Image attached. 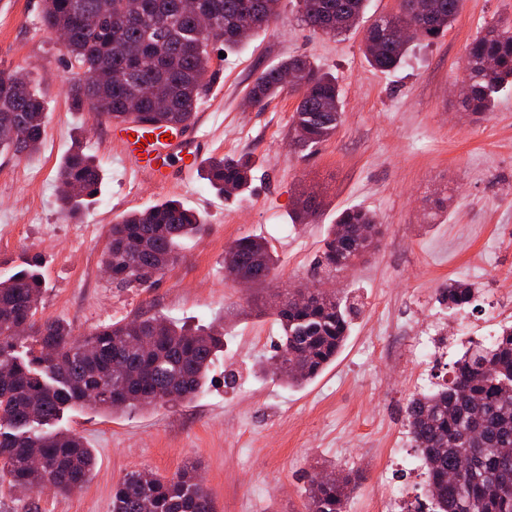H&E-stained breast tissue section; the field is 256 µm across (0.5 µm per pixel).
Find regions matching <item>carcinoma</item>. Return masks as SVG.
<instances>
[{
	"mask_svg": "<svg viewBox=\"0 0 512 512\" xmlns=\"http://www.w3.org/2000/svg\"><path fill=\"white\" fill-rule=\"evenodd\" d=\"M401 0L396 12L376 17L363 30L368 63L382 72L398 68L410 42L443 34L454 22L461 0ZM280 0H198L201 12L213 14L220 44L242 42L238 30L257 34L280 16ZM101 16L100 29L88 31L73 21L72 5ZM181 0H150V10L132 14L128 0H44L41 25L69 32L66 55L75 78L69 86L72 105L93 117L125 120L129 101L154 127L191 123L211 79V50L186 51L196 28L182 14ZM301 21L313 32L336 35L356 30L368 0H297ZM399 25L414 27L410 40L393 35ZM493 62L487 69L486 62ZM299 72L287 90L284 70ZM462 106L474 115L492 112L495 94L512 84V17L492 20L468 44L460 66ZM298 96L292 116L293 142L312 149L336 134L342 110L336 79L307 57L292 56L264 69L246 95L257 107L283 91ZM167 101L154 112V93ZM46 102L22 68L0 72V152L31 156L46 133ZM252 171L246 156L214 158L205 179L216 194L243 195ZM66 191L59 207L75 216L98 193L101 168L73 144L58 174ZM206 232L198 211L168 199L125 213L112 225L101 265L119 286L148 288L138 268L165 273L181 256L182 243ZM381 234L374 216L358 207L343 210L331 225L318 260L327 274L349 269L376 247ZM278 257L251 235L236 239L224 255V270L275 276ZM43 281L32 261H25L0 281V478L27 493L49 487L66 493L82 487L94 470V458L82 437L72 432L46 433L43 427L68 408L88 406L103 414L152 409L166 404L174 388L179 400L204 392L215 358L224 348V326L194 329L166 318L140 313L102 326L83 339L57 320L37 323ZM300 288L276 295L273 315L282 335L275 354L259 361V370L287 388H301L336 360L350 335L349 313L340 293L319 291L300 305ZM448 309L465 311L474 304V289L451 280L444 289ZM26 321L30 333L15 336L11 325ZM153 343L148 353L135 345ZM407 432L429 477L432 512H512V325L504 324L494 341L468 348L453 364L444 384L412 394L405 407ZM43 463V483L36 486L30 460ZM356 483L334 467L321 470L306 489L305 512H348ZM112 512H216L213 500L185 467L171 477L133 471L112 491Z\"/></svg>",
	"mask_w": 512,
	"mask_h": 512,
	"instance_id": "carcinoma-1",
	"label": "carcinoma"
}]
</instances>
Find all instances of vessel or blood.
<instances>
[{
	"instance_id": "b4317fda",
	"label": "vessel or blood",
	"mask_w": 512,
	"mask_h": 512,
	"mask_svg": "<svg viewBox=\"0 0 512 512\" xmlns=\"http://www.w3.org/2000/svg\"><path fill=\"white\" fill-rule=\"evenodd\" d=\"M112 143L137 176L164 185L171 171L190 178L210 151V142L190 125L172 133L170 140H148L146 132L134 122L111 124Z\"/></svg>"
}]
</instances>
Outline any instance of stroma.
I'll return each instance as SVG.
<instances>
[{
  "label": "stroma",
  "instance_id": "obj_1",
  "mask_svg": "<svg viewBox=\"0 0 512 512\" xmlns=\"http://www.w3.org/2000/svg\"><path fill=\"white\" fill-rule=\"evenodd\" d=\"M280 5L269 29L211 51L213 79L195 121L211 138V156L254 160L244 196L226 199L198 175L166 186L137 179L106 123L71 106L70 65L40 25L43 0H0V71L25 68L47 102L39 151L0 155V278L38 257L45 291L37 318L69 323L79 339L143 312L191 327L224 323V350L200 397L113 416L66 410L54 427L94 448L89 482L67 496H26L0 482V512H111L112 490L127 473L169 477L187 465L197 468L216 512H302L305 488L329 464L358 476L350 512H374L388 493L403 494L407 512H429L423 470L394 463L395 450L410 445L405 406L419 390L417 374L445 383L469 342L512 322V86L478 119L462 108L459 83L467 45L492 18L512 16V0H461L448 31L415 43L390 72L367 62L361 32L313 33L292 0ZM291 55L335 75L344 103L335 135L312 152L291 145L297 96L282 93L261 110L244 103L261 71ZM77 138L103 179L73 221L56 197L59 168ZM306 197L316 214L295 223ZM166 199L196 209L205 234L185 241L152 288L116 287L100 265L113 221ZM354 206L375 216L382 235L367 260L336 277L351 307L350 336L317 380L285 388L258 370V357L272 355L281 334L263 309L272 291L321 278L329 226ZM244 235L277 252L273 290L246 296L226 278L225 250ZM452 279L475 288L469 313L443 301ZM430 333L447 339L448 354L425 369L413 342Z\"/></svg>",
  "mask_w": 512,
  "mask_h": 512
}]
</instances>
